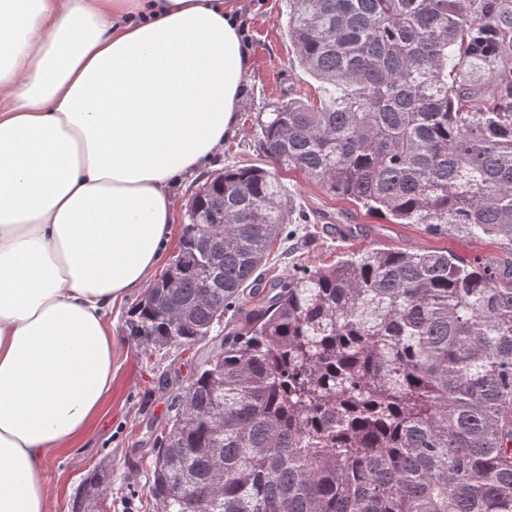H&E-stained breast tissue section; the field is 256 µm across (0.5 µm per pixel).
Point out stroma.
Instances as JSON below:
<instances>
[{"label": "stroma", "instance_id": "stroma-1", "mask_svg": "<svg viewBox=\"0 0 512 512\" xmlns=\"http://www.w3.org/2000/svg\"><path fill=\"white\" fill-rule=\"evenodd\" d=\"M248 36L251 69L246 76L236 133L225 140L223 148L198 171L177 178L172 186L175 222L155 269L163 274L178 248L183 224H186L185 200L208 173L227 165L263 163L258 147L256 117L271 111L278 103L294 95L315 96L317 84L295 62L294 50L285 35L286 0H232ZM279 177L301 210L307 214H327L324 223L309 225L312 237L302 249L288 253L278 245L262 271L259 295L272 296V286L287 279L298 266L311 268L335 262L345 248L384 247L401 251L449 249L472 258L497 253L486 239L436 237L418 224H392L375 215L364 214L349 200L334 196L303 173L290 170ZM258 295V296H259ZM130 295L113 307L108 317L112 330V391L101 417L78 441L76 447L58 451L42 478L51 495L46 512H71L72 499L83 477L92 470L108 467L112 489L117 497L110 512H143L139 493L143 491L151 458L149 450L174 413L172 392L163 390L164 375L178 374L187 381L193 369L203 362L204 344L176 348L146 355L128 336L126 315L137 302Z\"/></svg>", "mask_w": 512, "mask_h": 512}]
</instances>
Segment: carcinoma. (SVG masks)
<instances>
[{"mask_svg":"<svg viewBox=\"0 0 512 512\" xmlns=\"http://www.w3.org/2000/svg\"><path fill=\"white\" fill-rule=\"evenodd\" d=\"M318 96L188 198L132 340L211 345L150 448L156 512H512V0H288ZM503 254L343 251L245 308L299 211L275 169ZM229 321H224L228 312ZM73 512L112 491L92 472Z\"/></svg>","mask_w":512,"mask_h":512,"instance_id":"obj_1","label":"carcinoma"}]
</instances>
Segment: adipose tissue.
I'll return each mask as SVG.
<instances>
[{"label":"adipose tissue","mask_w":512,"mask_h":512,"mask_svg":"<svg viewBox=\"0 0 512 512\" xmlns=\"http://www.w3.org/2000/svg\"><path fill=\"white\" fill-rule=\"evenodd\" d=\"M228 0H0V512L112 391L114 302L150 288L174 177L237 125Z\"/></svg>","instance_id":"1"}]
</instances>
